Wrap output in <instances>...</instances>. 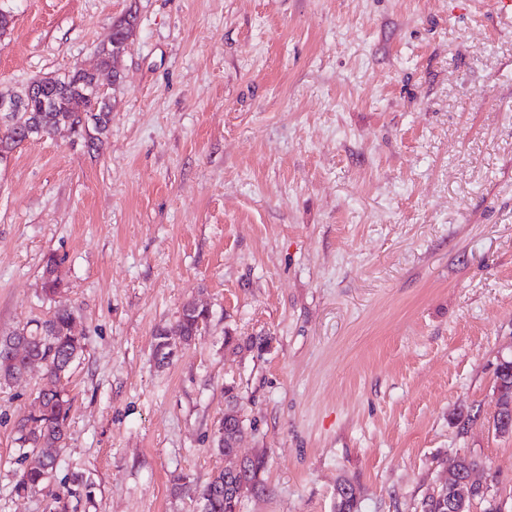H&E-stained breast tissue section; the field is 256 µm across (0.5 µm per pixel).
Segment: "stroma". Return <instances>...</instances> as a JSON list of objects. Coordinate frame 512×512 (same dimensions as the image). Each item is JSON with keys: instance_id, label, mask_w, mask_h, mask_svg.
<instances>
[{"instance_id": "35a3bbf8", "label": "stroma", "mask_w": 512, "mask_h": 512, "mask_svg": "<svg viewBox=\"0 0 512 512\" xmlns=\"http://www.w3.org/2000/svg\"><path fill=\"white\" fill-rule=\"evenodd\" d=\"M0 92L96 67L135 18L91 150L67 131L0 166V335L78 311L69 436L17 496L14 422L41 368L0 387V512H200L177 478L262 457L239 512H421L478 461L512 512V437L489 426L512 358V15L490 0H0ZM58 299L43 291L48 256ZM200 334L166 365L184 305ZM208 317V310L198 309V312L180 315L177 321L170 327L158 329L154 334L153 355L154 352L157 357L160 355L163 350V343L168 336L169 338L164 350H168L171 355L175 354L177 341L178 343L186 342L181 336L190 341L201 331ZM171 334H179L180 336H170ZM72 483L74 488H69L66 493L54 495L50 508L51 512H69V498L79 496L82 491H85L86 497H90L91 491L87 490L90 485L83 481L82 476H76Z\"/></svg>"}]
</instances>
